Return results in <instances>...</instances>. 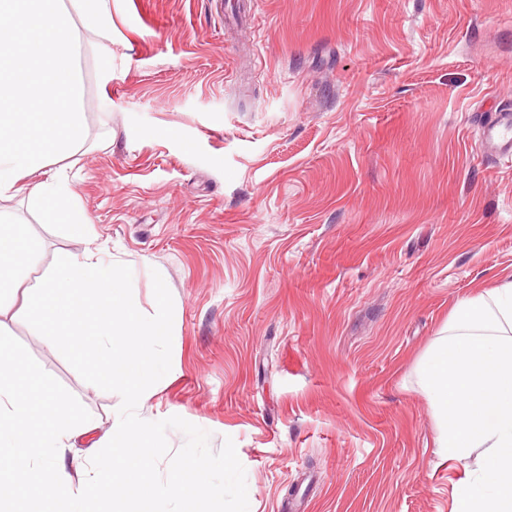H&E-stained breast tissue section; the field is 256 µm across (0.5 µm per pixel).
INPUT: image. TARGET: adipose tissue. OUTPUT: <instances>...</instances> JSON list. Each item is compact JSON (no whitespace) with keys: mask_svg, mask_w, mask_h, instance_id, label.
<instances>
[{"mask_svg":"<svg viewBox=\"0 0 512 512\" xmlns=\"http://www.w3.org/2000/svg\"><path fill=\"white\" fill-rule=\"evenodd\" d=\"M27 227L0 211V317L14 303L15 270L29 256ZM439 454L476 460L483 482H459L455 512H512V280L457 304L418 369Z\"/></svg>","mask_w":512,"mask_h":512,"instance_id":"adipose-tissue-1","label":"adipose tissue"}]
</instances>
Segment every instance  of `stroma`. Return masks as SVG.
<instances>
[{
  "instance_id": "35a3bbf8",
  "label": "stroma",
  "mask_w": 512,
  "mask_h": 512,
  "mask_svg": "<svg viewBox=\"0 0 512 512\" xmlns=\"http://www.w3.org/2000/svg\"><path fill=\"white\" fill-rule=\"evenodd\" d=\"M109 0L83 59L84 140L67 181L86 238L4 202L33 284L92 251L159 271L172 374L141 410L232 438L249 512H453L416 370L456 304L512 279V160L482 153L512 112V0ZM7 331L90 412L75 489L120 398L23 319Z\"/></svg>"
}]
</instances>
